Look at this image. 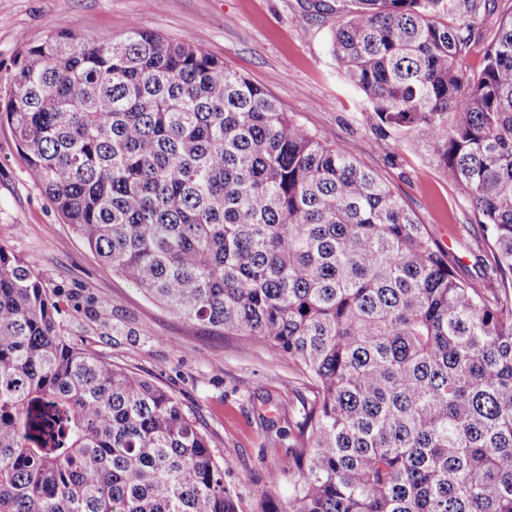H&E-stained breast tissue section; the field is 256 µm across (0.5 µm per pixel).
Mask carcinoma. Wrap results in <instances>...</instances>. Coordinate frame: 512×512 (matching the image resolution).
<instances>
[{
    "label": "carcinoma",
    "instance_id": "1",
    "mask_svg": "<svg viewBox=\"0 0 512 512\" xmlns=\"http://www.w3.org/2000/svg\"><path fill=\"white\" fill-rule=\"evenodd\" d=\"M355 2L338 72L435 145L502 288L459 278L346 147L193 42L52 33L0 109L29 177L113 272L288 355L311 398L288 500L248 510L180 400L73 346L0 248V512H512V12L469 75L478 0Z\"/></svg>",
    "mask_w": 512,
    "mask_h": 512
}]
</instances>
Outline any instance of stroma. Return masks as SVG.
I'll list each match as a JSON object with an SVG mask.
<instances>
[{
	"instance_id": "1",
	"label": "stroma",
	"mask_w": 512,
	"mask_h": 512,
	"mask_svg": "<svg viewBox=\"0 0 512 512\" xmlns=\"http://www.w3.org/2000/svg\"><path fill=\"white\" fill-rule=\"evenodd\" d=\"M0 0V75L48 34L119 37L131 24L187 39L266 90L328 144L345 145L386 182L443 248L459 277L497 290L478 217L449 182L431 143L378 125L362 95L337 73L331 35L346 0ZM512 0H485L460 65L483 64ZM0 247L30 261L58 302L68 340L175 394L224 465L240 476L245 502L262 492L287 497L277 430L311 397L287 357L184 320L103 265L26 172L11 128L0 121Z\"/></svg>"
}]
</instances>
